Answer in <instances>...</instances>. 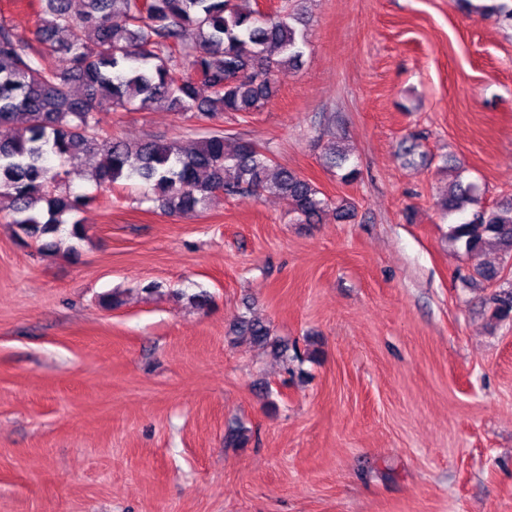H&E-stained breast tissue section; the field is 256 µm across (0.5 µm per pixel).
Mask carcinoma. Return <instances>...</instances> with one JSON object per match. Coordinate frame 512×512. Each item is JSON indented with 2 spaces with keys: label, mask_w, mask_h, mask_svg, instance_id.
<instances>
[{
  "label": "carcinoma",
  "mask_w": 512,
  "mask_h": 512,
  "mask_svg": "<svg viewBox=\"0 0 512 512\" xmlns=\"http://www.w3.org/2000/svg\"><path fill=\"white\" fill-rule=\"evenodd\" d=\"M50 18L36 29L43 49L14 37L0 21V212L9 211L24 241L44 255L75 257L87 232L73 218L85 204L67 184L69 167L98 157L95 180L112 188L137 178L166 213L200 211L218 193L286 197L299 224H318L325 212L349 214L345 201L322 195L297 173L272 167L252 143L211 130L188 146L147 140L130 144L102 136L106 112L162 107L212 121L226 112H259L278 91L277 75L296 66L306 41L303 13L286 4L264 17L259 7L232 0H43ZM482 17L512 20V4L477 5ZM192 28L195 46L184 43ZM209 95L199 96V87ZM350 153L329 148L328 162L346 169ZM476 187L460 181L439 199L457 217L448 241L478 255L493 242L512 255V199L469 210ZM235 333L275 345L264 322L240 317Z\"/></svg>",
  "instance_id": "obj_1"
}]
</instances>
